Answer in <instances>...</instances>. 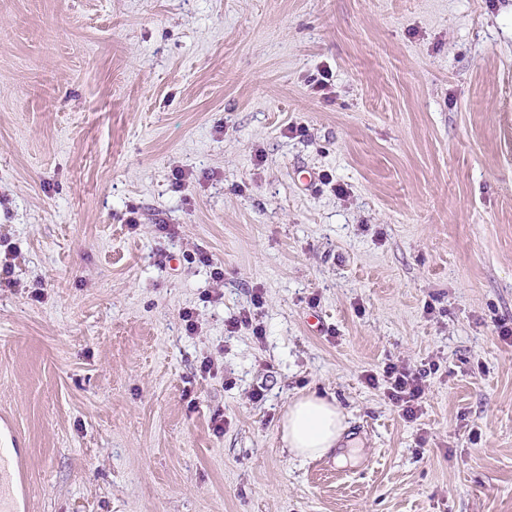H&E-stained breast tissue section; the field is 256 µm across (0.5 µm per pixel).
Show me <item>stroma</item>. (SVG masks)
Returning a JSON list of instances; mask_svg holds the SVG:
<instances>
[{"mask_svg": "<svg viewBox=\"0 0 512 512\" xmlns=\"http://www.w3.org/2000/svg\"><path fill=\"white\" fill-rule=\"evenodd\" d=\"M505 327L512 0H0L29 512H512ZM312 392L361 463L288 453ZM425 373L418 369L399 366L395 363L384 367L381 380L384 393L397 407H401L403 416L416 419L421 411L420 399L424 394Z\"/></svg>", "mask_w": 512, "mask_h": 512, "instance_id": "35a3bbf8", "label": "stroma"}]
</instances>
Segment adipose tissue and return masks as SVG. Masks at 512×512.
I'll use <instances>...</instances> for the list:
<instances>
[{
	"label": "adipose tissue",
	"mask_w": 512,
	"mask_h": 512,
	"mask_svg": "<svg viewBox=\"0 0 512 512\" xmlns=\"http://www.w3.org/2000/svg\"><path fill=\"white\" fill-rule=\"evenodd\" d=\"M349 424L335 402L303 394L291 399L279 422L281 440L289 453L299 459H318L339 445Z\"/></svg>",
	"instance_id": "1"
}]
</instances>
